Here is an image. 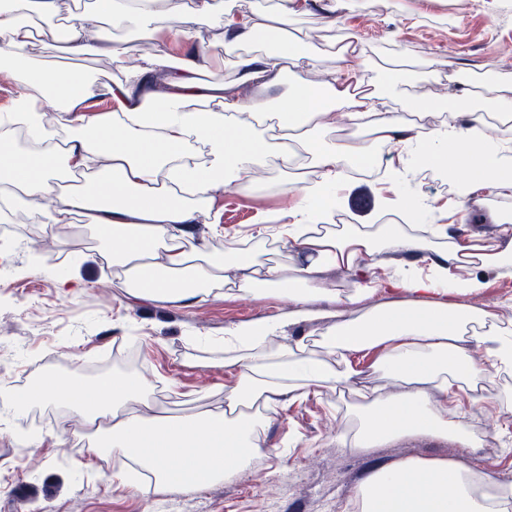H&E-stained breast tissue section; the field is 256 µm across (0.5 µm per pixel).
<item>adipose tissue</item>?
<instances>
[{"label": "adipose tissue", "mask_w": 512, "mask_h": 512, "mask_svg": "<svg viewBox=\"0 0 512 512\" xmlns=\"http://www.w3.org/2000/svg\"><path fill=\"white\" fill-rule=\"evenodd\" d=\"M294 0H277L252 13H234L224 0H92L69 24L59 46L75 59L112 52V33L138 31L155 38L124 76L101 82L90 70L47 67L48 48L37 40L33 18L50 20L60 0H0V72L19 89L0 113V222L16 210L37 211L44 223L93 228L119 268V287L135 296L189 306L216 290L239 297L287 296L289 324L306 320L315 302L340 304L335 290L319 285L322 271H358L364 260L388 249L409 256L408 270L359 282L354 301H371L359 320L336 319L321 340L323 355L303 341L283 342L278 321L237 325L224 336V365L238 373L223 405L177 415L153 398L137 374L105 376L94 384L61 383L51 375L25 388L0 392V410L66 397L91 442L87 453H107L135 463L122 479L140 488V470L156 488L194 491L234 477L263 455L257 440L278 397L350 389L354 356L379 349L380 371L397 392H372L354 409L353 443L425 433L471 446L477 437L463 415H449L464 384L512 368V320L474 305L485 287L481 269L512 278V222L498 220L494 237L451 235L447 225L408 229L382 224L332 228L336 204L349 184L348 170L374 165L382 148L398 146L403 171L427 165L463 168L480 188L512 195V136L492 133L486 113L469 112L415 137H404L401 116L378 110L379 93L363 72V42L333 54L338 61L326 83L296 81L277 99L259 98L253 87L277 85L284 62L306 71L318 50L288 35ZM180 26H171V17ZM223 19L227 41L214 66L230 64L235 92L200 77V52L172 54V43L202 22ZM283 32L272 47H255L257 33ZM58 124L44 120L47 109ZM275 112L262 124L257 115ZM369 127L368 141L333 138L337 121ZM277 159L289 177L294 202L257 225L255 234L287 243L292 276L258 261L225 235L223 254L203 255L193 243L199 213L220 188L241 186L244 174ZM315 170L307 179V170ZM86 178L81 191L64 190L73 172ZM467 267L473 274L459 277ZM485 349L491 367L473 352ZM358 512H512V483L485 485L463 461L417 458L374 471L358 489Z\"/></svg>", "instance_id": "1"}]
</instances>
